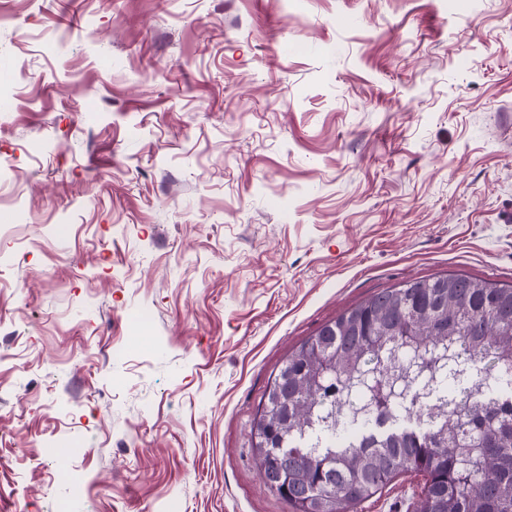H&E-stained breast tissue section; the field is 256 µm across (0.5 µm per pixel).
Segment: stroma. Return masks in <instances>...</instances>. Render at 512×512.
I'll list each match as a JSON object with an SVG mask.
<instances>
[{"label":"stroma","mask_w":512,"mask_h":512,"mask_svg":"<svg viewBox=\"0 0 512 512\" xmlns=\"http://www.w3.org/2000/svg\"><path fill=\"white\" fill-rule=\"evenodd\" d=\"M1 61L0 512H289L250 436L288 354L512 285V0H0Z\"/></svg>","instance_id":"obj_1"}]
</instances>
